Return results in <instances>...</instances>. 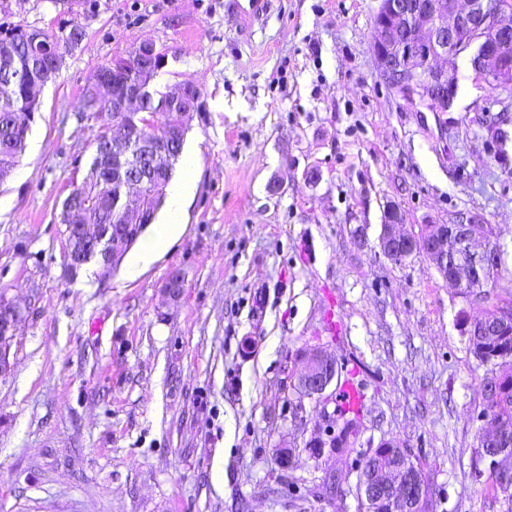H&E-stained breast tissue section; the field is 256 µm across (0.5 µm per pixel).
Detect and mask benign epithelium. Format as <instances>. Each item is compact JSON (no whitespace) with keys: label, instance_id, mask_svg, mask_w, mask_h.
Listing matches in <instances>:
<instances>
[{"label":"benign epithelium","instance_id":"obj_1","mask_svg":"<svg viewBox=\"0 0 512 512\" xmlns=\"http://www.w3.org/2000/svg\"><path fill=\"white\" fill-rule=\"evenodd\" d=\"M80 28L62 31L55 38L42 30H24L21 49L0 51V73L17 76L33 70L37 78L29 85L27 99L14 124L21 136L41 107L43 87L59 73L64 55L57 44L74 39ZM512 0H381L372 28V50L377 73L407 104L430 112L448 111L456 97V69L466 58L475 74L492 87L512 85ZM164 55L151 43H142L127 55L112 60L110 71L99 70L94 82L85 88L88 111H112V120L102 123L95 140L96 151L112 155V166L120 176L122 208L130 223L117 225L112 232V249L101 258L106 266L128 245L135 224L144 216L147 194L144 178L130 171L131 131L137 125L149 131L141 143L143 156L155 171L164 169L173 145L181 139L185 118L197 110L199 93L184 86L167 93V100L180 119L161 122L156 132L153 114H145L143 98L153 73ZM80 213L69 209L68 240L81 239L100 244L90 225L81 223ZM476 223L469 218L457 223L459 229L448 235V225L432 224L419 237L400 230L403 215L390 204L384 211L379 247L389 259L413 253L427 256L448 284L468 292L480 288L490 270L496 247L484 241L478 247L465 227ZM336 379L335 356L313 349L305 356L304 369L297 378L300 396L327 402L326 390ZM482 456L495 472L512 474V447L482 448ZM414 461L405 457L400 465L376 464L359 474L355 484L358 512H377L365 505L385 502V512H413L414 500L422 499L424 486L415 471Z\"/></svg>","mask_w":512,"mask_h":512}]
</instances>
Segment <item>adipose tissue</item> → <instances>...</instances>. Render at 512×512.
Returning a JSON list of instances; mask_svg holds the SVG:
<instances>
[{
  "mask_svg": "<svg viewBox=\"0 0 512 512\" xmlns=\"http://www.w3.org/2000/svg\"><path fill=\"white\" fill-rule=\"evenodd\" d=\"M194 187L190 168H183L182 174L172 188L170 206L165 223L157 225L150 240L134 253L130 260L131 271H139L153 264L161 253L173 244L183 231L180 214L184 200Z\"/></svg>",
  "mask_w": 512,
  "mask_h": 512,
  "instance_id": "adipose-tissue-1",
  "label": "adipose tissue"
}]
</instances>
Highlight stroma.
<instances>
[{"mask_svg": "<svg viewBox=\"0 0 512 512\" xmlns=\"http://www.w3.org/2000/svg\"><path fill=\"white\" fill-rule=\"evenodd\" d=\"M379 6L0 0L2 28L85 32L0 181V291L26 310L0 374V512H357L359 467L387 439L421 466L429 512H512L482 458L486 369L466 334L512 308V88L463 61L450 111L406 106L376 73ZM142 43L165 56L154 90L200 94L185 228L137 276L133 244L110 272H73L62 206L100 129L77 103ZM391 203L416 236L479 217L501 252L483 297L381 253ZM317 347L363 394L353 451L328 459L310 443L339 388L325 404L296 389Z\"/></svg>", "mask_w": 512, "mask_h": 512, "instance_id": "stroma-1", "label": "stroma"}]
</instances>
